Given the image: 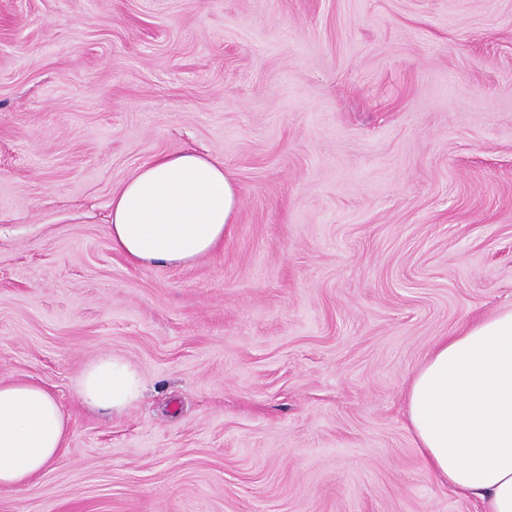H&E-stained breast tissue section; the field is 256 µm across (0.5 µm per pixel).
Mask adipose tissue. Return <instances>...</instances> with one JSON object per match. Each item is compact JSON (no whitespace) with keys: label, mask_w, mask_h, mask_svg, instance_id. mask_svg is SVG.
<instances>
[{"label":"adipose tissue","mask_w":512,"mask_h":512,"mask_svg":"<svg viewBox=\"0 0 512 512\" xmlns=\"http://www.w3.org/2000/svg\"><path fill=\"white\" fill-rule=\"evenodd\" d=\"M238 206L222 161L190 149L138 168L112 196L109 236L131 264L190 263L224 242ZM93 408L121 412L141 376L104 354L80 374ZM408 429L428 469L486 512H512V308L443 339L413 374ZM70 427L59 401L31 381H0V488L19 487L62 453Z\"/></svg>","instance_id":"ef3b65f1"}]
</instances>
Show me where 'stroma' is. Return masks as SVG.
I'll return each instance as SVG.
<instances>
[{"label": "stroma", "instance_id": "stroma-1", "mask_svg": "<svg viewBox=\"0 0 512 512\" xmlns=\"http://www.w3.org/2000/svg\"><path fill=\"white\" fill-rule=\"evenodd\" d=\"M192 148L223 245L137 267L112 194ZM512 305V0H0V379L72 433L0 512H481L406 428ZM145 389L76 391L100 354ZM141 376L123 358L104 354L80 374L77 392L81 401L93 408L122 412L142 394Z\"/></svg>", "mask_w": 512, "mask_h": 512}]
</instances>
